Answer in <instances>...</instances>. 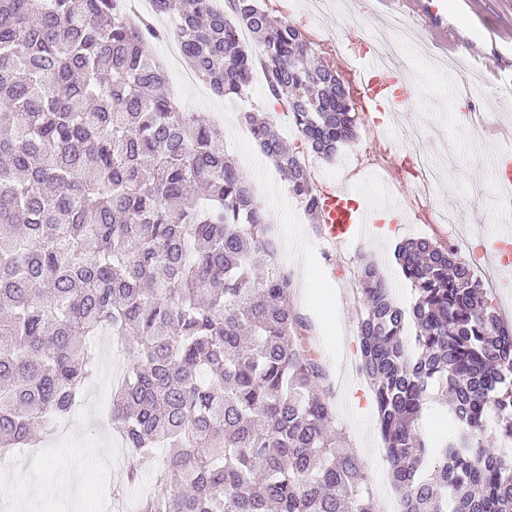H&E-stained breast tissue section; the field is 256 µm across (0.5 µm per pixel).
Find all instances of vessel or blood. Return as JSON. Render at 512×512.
Listing matches in <instances>:
<instances>
[{
  "label": "vessel or blood",
  "mask_w": 512,
  "mask_h": 512,
  "mask_svg": "<svg viewBox=\"0 0 512 512\" xmlns=\"http://www.w3.org/2000/svg\"><path fill=\"white\" fill-rule=\"evenodd\" d=\"M413 13L421 16L426 23L447 27L448 14L441 11L435 0H405ZM381 72L374 55H367L363 63L353 67L351 77L368 100V109L372 112L395 111L399 102L408 101L409 91L396 83L381 81ZM323 210L320 214L318 230L330 244L345 241L350 235L365 234L371 223L376 222L378 210L375 203L369 202L363 207H353L348 199L335 190L323 193Z\"/></svg>",
  "instance_id": "1"
}]
</instances>
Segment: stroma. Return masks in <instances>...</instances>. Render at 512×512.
Masks as SVG:
<instances>
[{"instance_id":"1","label":"stroma","mask_w":512,"mask_h":512,"mask_svg":"<svg viewBox=\"0 0 512 512\" xmlns=\"http://www.w3.org/2000/svg\"><path fill=\"white\" fill-rule=\"evenodd\" d=\"M448 39L416 28L417 42L397 57L401 67L422 74L409 103L394 115L367 112L359 119L353 147L341 148L335 160L305 154L312 179L334 182L356 205L372 197L385 199L389 207L402 205L411 184L380 179L366 173L347 179L340 172L352 149L373 150L376 140L405 151L407 137L420 132V149L431 159L451 158L457 175L434 184L433 196L440 209L456 213L469 232V248L479 249L481 262L475 277L487 285L488 298L512 323V269L503 267L491 245L500 217L499 187L495 175L497 154L512 148V0H446ZM273 16L317 30L335 45L337 67L353 62L343 45L347 39L366 42L389 29L388 18L379 14L373 0H329L318 18H311L312 0H288L287 11ZM495 56L499 74L484 72L478 60ZM171 96L187 112L213 117L224 133V151L253 181L270 215L277 242V263L293 282V305L310 325L318 351L331 376L335 408L334 426L346 447L362 459L372 490L373 505L395 496L390 468L384 458L371 391L358 370V315L356 288L363 262H373L391 284L401 306H411L415 293L394 258L398 242L426 237L439 243L449 238L440 224L395 219L385 237L370 234L353 237L336 246L327 245L301 204L291 196L281 172L254 146L241 120L242 113L256 112L273 122L291 147L301 137L288 113L282 112L254 76L246 95L224 98L207 94L203 84L183 81L180 69L168 71ZM79 411L59 421L41 435L33 447L18 449L9 469H0V512H88V499L106 503L115 486H123L120 512H136L139 499L155 490L149 472H141L135 484H127V450L112 427V386L107 372L88 384Z\"/></svg>"}]
</instances>
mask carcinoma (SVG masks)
I'll use <instances>...</instances> for the list:
<instances>
[{
    "instance_id": "carcinoma-1",
    "label": "carcinoma",
    "mask_w": 512,
    "mask_h": 512,
    "mask_svg": "<svg viewBox=\"0 0 512 512\" xmlns=\"http://www.w3.org/2000/svg\"><path fill=\"white\" fill-rule=\"evenodd\" d=\"M155 2L215 94L245 95L259 60L310 152L354 140L336 67L261 0ZM164 36L125 0H0V453L71 413L109 329L129 359L112 398L126 479L148 470L157 488L137 512H372L255 189L210 118L164 93ZM243 119L316 216L297 152ZM395 258L415 301L365 265L358 336L403 512H512V451L486 436L492 414L512 437V325L456 248L412 238ZM433 388L455 434L431 450Z\"/></svg>"
}]
</instances>
